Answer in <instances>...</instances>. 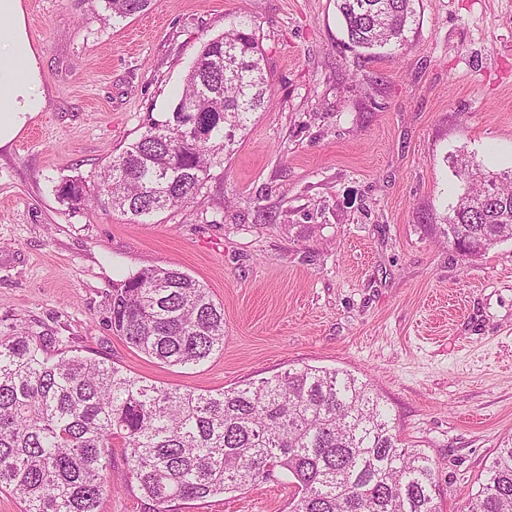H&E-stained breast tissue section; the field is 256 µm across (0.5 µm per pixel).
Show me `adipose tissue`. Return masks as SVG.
I'll return each instance as SVG.
<instances>
[{
	"label": "adipose tissue",
	"instance_id": "obj_1",
	"mask_svg": "<svg viewBox=\"0 0 512 512\" xmlns=\"http://www.w3.org/2000/svg\"><path fill=\"white\" fill-rule=\"evenodd\" d=\"M44 105L38 56L21 0H0V146Z\"/></svg>",
	"mask_w": 512,
	"mask_h": 512
}]
</instances>
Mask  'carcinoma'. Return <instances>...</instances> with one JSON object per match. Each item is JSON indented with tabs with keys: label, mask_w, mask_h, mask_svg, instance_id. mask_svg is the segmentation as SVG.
Returning <instances> with one entry per match:
<instances>
[{
	"label": "carcinoma",
	"mask_w": 512,
	"mask_h": 512,
	"mask_svg": "<svg viewBox=\"0 0 512 512\" xmlns=\"http://www.w3.org/2000/svg\"><path fill=\"white\" fill-rule=\"evenodd\" d=\"M154 0H104L112 18L145 12ZM348 43L364 49L403 42L415 0H336ZM252 21L240 18L203 43L163 120L112 157L94 199L139 221L190 203L272 85ZM200 105L206 136L179 139ZM465 183L441 231L461 257L512 239V170L489 172L456 160ZM58 197L75 209L91 198L70 179ZM109 327L139 353L193 367L224 349V306L205 284L152 264L112 288ZM125 449L143 512H174L288 476L291 512H440L436 465L406 445L382 395L341 369L302 365L216 393L159 386L70 339L29 328L0 334V492L21 512H100L112 494V447ZM463 512H512V438L495 449Z\"/></svg>",
	"instance_id": "1"
}]
</instances>
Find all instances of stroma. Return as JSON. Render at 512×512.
Masks as SVG:
<instances>
[{"label":"stroma","mask_w":512,"mask_h":512,"mask_svg":"<svg viewBox=\"0 0 512 512\" xmlns=\"http://www.w3.org/2000/svg\"><path fill=\"white\" fill-rule=\"evenodd\" d=\"M44 105L0 147V332L71 339L168 387L216 392L309 364L368 380L462 512L512 436V240L467 259L441 230L464 186L452 159L512 169V0H416L402 45L349 47L336 0H158L127 19L103 0H22ZM251 19L273 92L201 194L129 221L70 208L170 112L203 42ZM156 262L224 306V349L191 368L107 326L112 288ZM101 512H141L123 448ZM286 476L178 512H290ZM62 185H60L57 190L58 197L62 201H66L73 208L80 209L81 206H87L89 201L92 200L89 198L90 196L92 197V195L89 196L85 181L69 179L68 181H64Z\"/></svg>","instance_id":"obj_1"}]
</instances>
